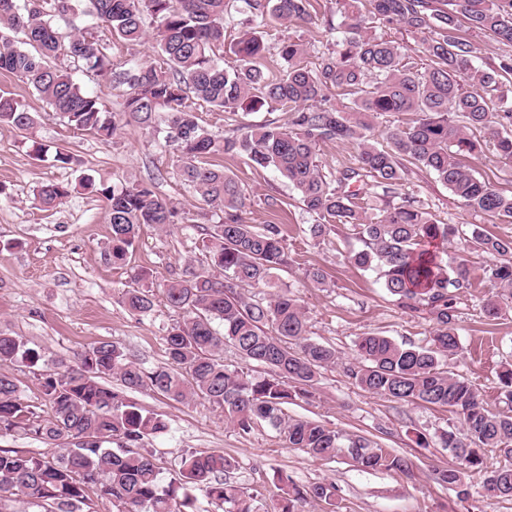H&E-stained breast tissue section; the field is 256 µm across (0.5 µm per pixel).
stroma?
<instances>
[{
    "label": "stroma",
    "mask_w": 512,
    "mask_h": 512,
    "mask_svg": "<svg viewBox=\"0 0 512 512\" xmlns=\"http://www.w3.org/2000/svg\"><path fill=\"white\" fill-rule=\"evenodd\" d=\"M312 11L315 19L305 26L257 28L267 47L262 63L271 73L285 66L279 54L283 40L301 41L312 59L334 42L328 23L337 17L335 0H312ZM59 64L110 112L121 113L122 92L109 80L66 57ZM0 91L12 93L36 119L30 141L0 126V330L66 361L107 340L124 346L144 367L161 365L164 338L181 317L167 306L163 290L186 265L204 259L197 230L201 203L178 176L179 157L164 142L163 116H156L148 128L120 125L112 138L102 139L66 125L37 93L13 77L0 74ZM198 113L202 125L219 138L242 127L286 119L285 113L266 105L237 112H213L202 105ZM34 140L49 148L48 156L33 157L30 143ZM59 147L77 155L79 169L56 165L51 152ZM214 161L245 187L251 223L282 224L287 229L292 261L277 272L273 287L256 289V297L269 298L275 290L294 293L306 314L311 338L335 346L340 356L339 364L320 371L313 402L288 405V417L315 419L369 437L407 457L412 472H365L341 457L316 460L301 449L286 447L279 433L267 425L239 434L226 423L223 410L205 400L181 404L147 390L129 392V400L168 421L167 431L144 446L160 467L162 483L178 479L185 456L220 451L233 464L231 480L253 493L262 508L276 494L274 476L281 471L302 487L334 482L335 512H512L511 502L487 497L480 486L471 487L469 496L461 498L433 481V469L456 464L438 440L456 422L448 409L370 395L345 373L354 343L363 334L428 344L434 331L428 315L401 308L386 293L377 272L347 262V252L357 248L358 242L346 226L335 225L325 238H311L307 232L311 216L301 209L296 192L275 168L256 169L244 157L224 154ZM83 174L93 179L94 192L73 195L50 211L35 207L34 194L41 184L70 182ZM134 181L153 184L156 193L177 208L181 222L163 230L143 226L125 264L118 267L103 256L111 226L100 190ZM402 191L442 222L478 224L512 238V223L466 211L447 186L428 172L410 168ZM311 266L326 271V287L307 278ZM143 269L153 275L154 309L151 315L139 317L126 309L122 295ZM491 293L489 284L480 282L459 303L460 352L449 358L448 369L475 384L486 408L496 413L512 408L499 384L502 367L512 362V308L504 309L498 320L486 321L482 306Z\"/></svg>",
    "instance_id": "1"
}]
</instances>
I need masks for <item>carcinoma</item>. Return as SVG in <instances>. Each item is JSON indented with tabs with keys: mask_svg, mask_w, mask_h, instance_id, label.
<instances>
[{
	"mask_svg": "<svg viewBox=\"0 0 512 512\" xmlns=\"http://www.w3.org/2000/svg\"><path fill=\"white\" fill-rule=\"evenodd\" d=\"M249 23L267 18L304 26L313 22L311 0H245ZM227 0H0V29L20 30L29 48L0 36V73L24 83L68 126L105 139L118 125L99 99L72 74L53 63L67 55L87 70L125 88L124 115L149 125L165 112V143L180 153L179 173L200 198L203 210L219 211L216 224L201 228L207 267L188 265L164 288L167 305L183 314L164 336L166 361L146 369L125 348L100 341L59 369L53 359L29 348L18 336L0 331V433L17 429L56 447L50 458L0 449V512H86L88 491L115 512H196L201 491L224 512H258L256 496L227 478L231 461L222 452L182 460L177 481L163 486L159 467L143 452L145 439L168 427L159 414L125 398L122 390L147 389L176 403L201 398L224 409L228 424L249 434L264 422L279 430L289 448L310 457L346 456L362 471L410 474L409 460L374 440L347 434L321 421L287 419L286 406L313 397L320 370L336 365L338 352L309 337L305 313L291 292L263 302L246 289L267 286L291 262L279 224L256 226L246 213L241 182L208 158L240 155L254 167H274L294 188L314 218L311 236L347 224L360 246L346 256L363 270H375L385 291L402 307L427 313L436 325L432 344L420 347L368 334L354 344L355 362L346 374L362 390L395 401L443 407L457 424L440 434L456 466L432 471L433 480L469 495L480 479L485 493L512 501V415L492 413L469 380L449 372L443 360L458 354L457 304L474 287L470 261L445 257L447 245L465 240L485 258L482 278L497 288L483 306L484 317L502 315L512 299V239L476 224H445L401 193L407 165L432 174L468 211L512 220V194L480 177L466 162L477 150L473 131L488 134L499 158L512 161V56L477 67L468 29L512 46V0H336L342 38L336 49L305 61L304 45L281 43L287 63L271 76L259 60L264 42L252 31L230 47L237 58L224 67ZM83 13L94 31L64 35L53 19ZM155 23L159 59L117 65L116 41L139 44L145 19ZM399 26L412 33L430 58L420 70L400 45L382 33ZM339 100L331 103V97ZM236 112L268 104L287 114L282 124L244 127L219 140L197 117L196 105ZM390 112H413L412 121L384 131L386 145L371 142L375 119ZM0 125L28 136L35 117L10 93H0ZM327 142L357 147L355 166L331 180L322 171L318 148ZM376 190L381 207L368 214L363 190ZM91 178L42 184L35 194L48 210ZM108 202L111 239L104 256L125 263L144 225L165 229L177 223L174 207L147 183L98 190ZM144 270L127 289L123 303L134 315L154 306ZM220 324L223 330L215 328ZM246 362L269 369L255 375L224 363V347ZM40 392L51 413L41 418L22 398L7 368L35 366ZM115 385L107 384V380ZM497 458L487 464V454ZM272 512H303L307 501L333 504L336 485L297 486L278 475Z\"/></svg>",
	"mask_w": 512,
	"mask_h": 512,
	"instance_id": "1",
	"label": "carcinoma"
}]
</instances>
